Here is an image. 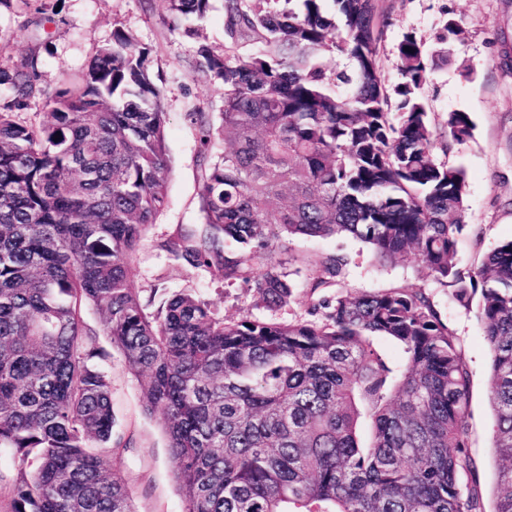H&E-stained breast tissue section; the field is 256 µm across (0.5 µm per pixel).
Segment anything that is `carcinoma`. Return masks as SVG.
Masks as SVG:
<instances>
[{
    "mask_svg": "<svg viewBox=\"0 0 512 512\" xmlns=\"http://www.w3.org/2000/svg\"><path fill=\"white\" fill-rule=\"evenodd\" d=\"M333 10L325 8V2ZM174 20L210 0H159ZM224 51L193 63L224 88V152L200 133L206 229L164 243L186 269H217L268 308L287 275L264 262L272 240L351 236L383 261L417 256L465 308L477 304L492 356L498 495L512 512V241L457 267L465 176L438 161L418 90L428 71L411 35L399 46L396 118L382 83L377 0H224ZM245 44L258 50L244 55ZM327 54L346 60L332 72ZM36 64L0 71V470L10 512H134L103 467L112 393L97 333L159 414L184 512H485L469 450L470 374L456 333L424 289L324 296L314 318L243 316L175 294L153 313L130 264L164 205L166 112L150 50L116 27L88 68L46 102L37 126L12 110L36 92ZM448 138L470 135L450 112ZM328 287L342 255L314 262ZM401 349L386 360L374 339Z\"/></svg>",
    "mask_w": 512,
    "mask_h": 512,
    "instance_id": "cac0c4a2",
    "label": "carcinoma"
}]
</instances>
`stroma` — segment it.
<instances>
[{"label":"stroma","mask_w":512,"mask_h":512,"mask_svg":"<svg viewBox=\"0 0 512 512\" xmlns=\"http://www.w3.org/2000/svg\"><path fill=\"white\" fill-rule=\"evenodd\" d=\"M210 5L204 21L189 16L174 22L158 0H0V69H13L25 59L37 61V91L15 109V120L26 125L42 122L46 100L81 76L96 50L111 42L113 28L129 31L151 51L167 114L171 166L165 205L133 258V287L144 298L157 286L196 294L228 320L248 316L295 322L309 319L324 294L323 289L311 287L314 260L342 254L349 260L340 278L342 295L392 287L425 289L465 351L471 380V452L484 508L492 512L497 465L484 330L475 311L452 300L417 258L382 263L370 248L350 237L274 240L267 258L288 273L294 288L286 305L271 310L257 303L248 284H225L214 269L181 270L161 249V242L177 229L203 225L199 133L185 114L200 107L212 124L220 122L223 89L196 77L192 70L199 43L224 47V0H210ZM379 5L385 12V27L377 61L386 88L394 89L400 82L399 45L405 35H414L431 59L419 95L433 125L443 128L452 112L468 113L472 120L470 136L437 148L436 156L466 174V227L456 263L464 270L476 268L486 253L512 240V0H379ZM452 24L457 34H449ZM445 46L450 49L448 63L435 62L436 52ZM82 315L87 326L97 331L100 346L110 351L105 371L112 390L113 434L126 444L108 457V468L125 479L135 512H184L159 415L146 412L135 375L102 332L100 313L87 306Z\"/></svg>","instance_id":"35a3bbf8"}]
</instances>
